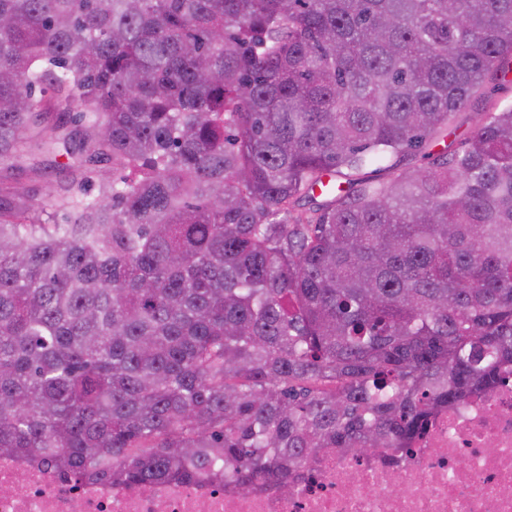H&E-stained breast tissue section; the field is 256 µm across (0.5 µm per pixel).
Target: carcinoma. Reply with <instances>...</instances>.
Segmentation results:
<instances>
[{
	"instance_id": "1",
	"label": "carcinoma",
	"mask_w": 512,
	"mask_h": 512,
	"mask_svg": "<svg viewBox=\"0 0 512 512\" xmlns=\"http://www.w3.org/2000/svg\"><path fill=\"white\" fill-rule=\"evenodd\" d=\"M510 69L512 0H0V169L70 159L0 192V456L288 494L493 389L512 106L434 147ZM68 160L65 156H49L44 158L43 165L37 173L31 171H6L0 170V185L12 186L20 191H26L30 195L35 194L37 198L44 197L49 186L55 185L57 181L64 179L67 173L63 165Z\"/></svg>"
}]
</instances>
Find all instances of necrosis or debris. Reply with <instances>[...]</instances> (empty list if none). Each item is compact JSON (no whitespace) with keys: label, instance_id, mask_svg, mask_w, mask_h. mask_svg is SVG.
<instances>
[{"label":"necrosis or debris","instance_id":"1","mask_svg":"<svg viewBox=\"0 0 512 512\" xmlns=\"http://www.w3.org/2000/svg\"><path fill=\"white\" fill-rule=\"evenodd\" d=\"M0 512H512V368L494 392L443 409L410 451L322 450L288 495L218 481L73 484L0 457Z\"/></svg>","mask_w":512,"mask_h":512}]
</instances>
